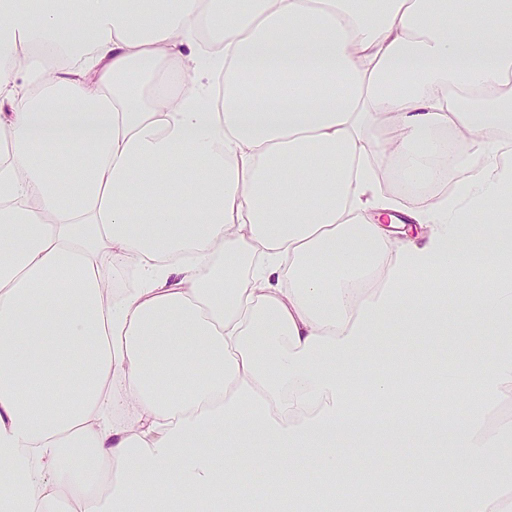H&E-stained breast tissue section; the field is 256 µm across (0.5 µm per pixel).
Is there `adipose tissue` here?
<instances>
[{
  "label": "adipose tissue",
  "mask_w": 512,
  "mask_h": 512,
  "mask_svg": "<svg viewBox=\"0 0 512 512\" xmlns=\"http://www.w3.org/2000/svg\"><path fill=\"white\" fill-rule=\"evenodd\" d=\"M0 101V464L25 472L0 504L25 512H224L257 448L269 498L323 483L363 419L337 367L409 296L473 288L471 243L512 222V0H0ZM445 150L448 192L383 193V157L436 185ZM493 266L469 317L511 336L512 241ZM460 367L451 512H512L487 464L512 347Z\"/></svg>",
  "instance_id": "adipose-tissue-1"
}]
</instances>
